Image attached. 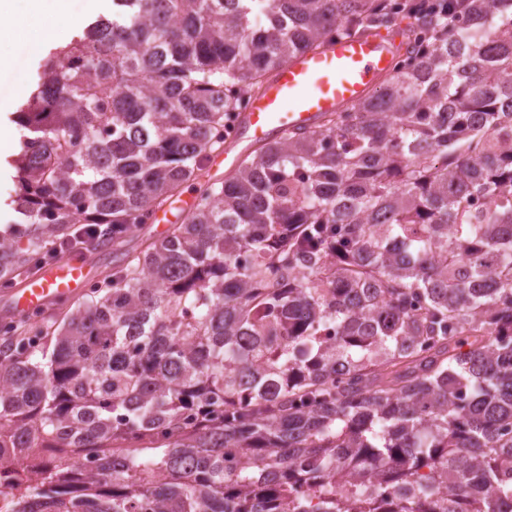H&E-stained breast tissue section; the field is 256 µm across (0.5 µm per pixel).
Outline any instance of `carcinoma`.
Here are the masks:
<instances>
[{"label":"carcinoma","instance_id":"cac0c4a2","mask_svg":"<svg viewBox=\"0 0 512 512\" xmlns=\"http://www.w3.org/2000/svg\"><path fill=\"white\" fill-rule=\"evenodd\" d=\"M403 16L363 101L124 249L242 95ZM15 122L0 286L80 238L112 267L0 329V470L32 434L99 459L12 512H512V0H112Z\"/></svg>","mask_w":512,"mask_h":512}]
</instances>
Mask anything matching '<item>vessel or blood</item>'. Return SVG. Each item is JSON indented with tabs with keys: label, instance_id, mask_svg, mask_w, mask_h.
<instances>
[{
	"label": "vessel or blood",
	"instance_id": "1",
	"mask_svg": "<svg viewBox=\"0 0 512 512\" xmlns=\"http://www.w3.org/2000/svg\"><path fill=\"white\" fill-rule=\"evenodd\" d=\"M404 48L402 30L324 42L275 71L237 116L233 136L206 165L211 176L228 175L241 157L272 137L316 127L326 113L359 103L390 73ZM88 260L71 257L42 270L6 303L14 315L42 310L68 298L91 281Z\"/></svg>",
	"mask_w": 512,
	"mask_h": 512
}]
</instances>
